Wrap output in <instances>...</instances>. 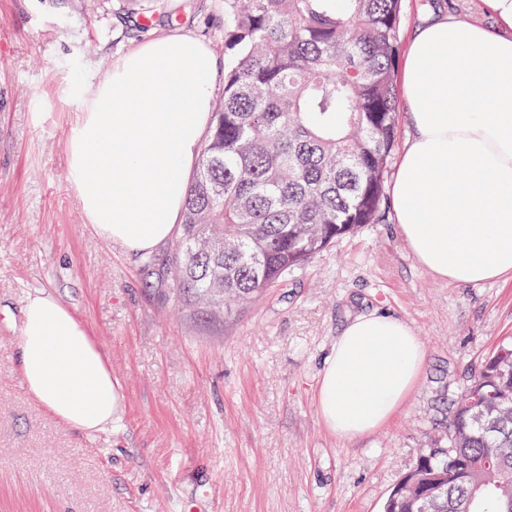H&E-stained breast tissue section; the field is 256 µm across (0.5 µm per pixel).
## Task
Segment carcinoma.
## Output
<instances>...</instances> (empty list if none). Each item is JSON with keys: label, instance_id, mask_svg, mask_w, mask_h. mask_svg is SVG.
<instances>
[{"label": "carcinoma", "instance_id": "obj_1", "mask_svg": "<svg viewBox=\"0 0 512 512\" xmlns=\"http://www.w3.org/2000/svg\"><path fill=\"white\" fill-rule=\"evenodd\" d=\"M402 0H224V97L169 262L180 299L243 303L386 220ZM383 512H512V343L461 389Z\"/></svg>", "mask_w": 512, "mask_h": 512}]
</instances>
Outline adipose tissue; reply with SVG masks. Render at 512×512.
Segmentation results:
<instances>
[{"mask_svg":"<svg viewBox=\"0 0 512 512\" xmlns=\"http://www.w3.org/2000/svg\"><path fill=\"white\" fill-rule=\"evenodd\" d=\"M217 74L213 51L177 31L119 56L78 95L68 182L103 238L151 253L173 236ZM401 79L411 131L390 195L409 249L449 282L512 277V35L434 17L408 41ZM425 359L400 318L351 317L319 374L323 423L344 439L372 433L404 402ZM17 366L28 393L59 423L97 433L119 419L123 392L108 360L51 291L24 299Z\"/></svg>","mask_w":512,"mask_h":512,"instance_id":"1","label":"adipose tissue"}]
</instances>
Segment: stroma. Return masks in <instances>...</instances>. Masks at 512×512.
Masks as SVG:
<instances>
[{
  "instance_id": "1",
  "label": "stroma",
  "mask_w": 512,
  "mask_h": 512,
  "mask_svg": "<svg viewBox=\"0 0 512 512\" xmlns=\"http://www.w3.org/2000/svg\"><path fill=\"white\" fill-rule=\"evenodd\" d=\"M497 31L484 0H403L399 46L431 11ZM185 29L224 53V0H0V512H382L472 372L512 342V278L432 276L394 218L344 236L251 303H179L172 244L102 238L67 181L75 109L142 41ZM54 292L123 390L112 428L59 424L16 368L25 296ZM384 312L426 350L415 385L372 434L322 423L317 380L348 317Z\"/></svg>"
}]
</instances>
